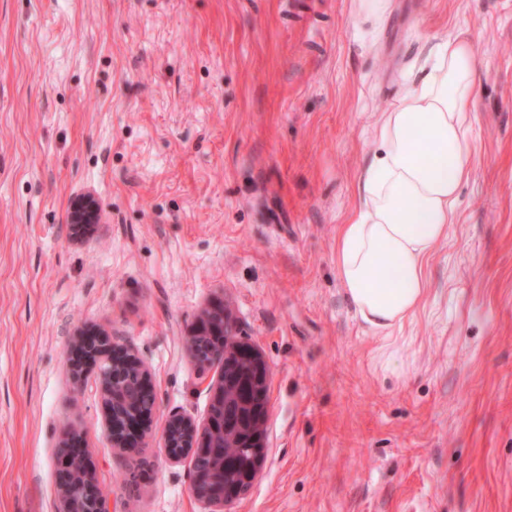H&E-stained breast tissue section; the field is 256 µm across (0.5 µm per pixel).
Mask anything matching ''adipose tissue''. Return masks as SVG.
Wrapping results in <instances>:
<instances>
[{"instance_id": "obj_1", "label": "adipose tissue", "mask_w": 512, "mask_h": 512, "mask_svg": "<svg viewBox=\"0 0 512 512\" xmlns=\"http://www.w3.org/2000/svg\"><path fill=\"white\" fill-rule=\"evenodd\" d=\"M434 62L381 115L376 149L355 187L358 207L336 236L345 296L377 334L402 325L427 292L425 263L457 221L476 145L475 50L467 29L431 50Z\"/></svg>"}]
</instances>
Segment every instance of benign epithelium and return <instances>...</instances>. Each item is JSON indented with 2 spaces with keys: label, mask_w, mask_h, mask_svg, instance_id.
Wrapping results in <instances>:
<instances>
[{
  "label": "benign epithelium",
  "mask_w": 512,
  "mask_h": 512,
  "mask_svg": "<svg viewBox=\"0 0 512 512\" xmlns=\"http://www.w3.org/2000/svg\"><path fill=\"white\" fill-rule=\"evenodd\" d=\"M99 210L93 199L76 200L69 223L78 227L96 224ZM220 313L226 335L220 348L210 352L208 364L217 367L216 375L203 380L211 403L220 409L208 414L203 426L185 415L171 416L163 430V447L172 461L202 459L205 465L192 467V493L210 508L225 512L245 495L262 469L266 454V422L270 407V371L260 350L234 339L237 324L224 303L216 302L203 311L190 336L191 351L196 353L214 333L213 313ZM79 348L93 361H99L97 386L112 447L127 457L142 448L140 427L150 419L156 407V394L144 364L132 352L118 350L105 332L80 338ZM240 442L253 449L244 485L224 483V470L231 461L224 447ZM57 482L61 512H107V500L85 464V451L72 436L56 450Z\"/></svg>",
  "instance_id": "1"
}]
</instances>
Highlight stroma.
I'll return each instance as SVG.
<instances>
[{"mask_svg": "<svg viewBox=\"0 0 512 512\" xmlns=\"http://www.w3.org/2000/svg\"><path fill=\"white\" fill-rule=\"evenodd\" d=\"M473 38L477 153L428 295L383 340L336 275L382 112ZM92 194L100 223L75 229ZM222 301L271 374L267 449L228 512H512V0H0V512H60L86 448L110 512H206L161 434L203 423L188 346ZM147 366L145 446H112L78 333Z\"/></svg>", "mask_w": 512, "mask_h": 512, "instance_id": "1", "label": "stroma"}]
</instances>
